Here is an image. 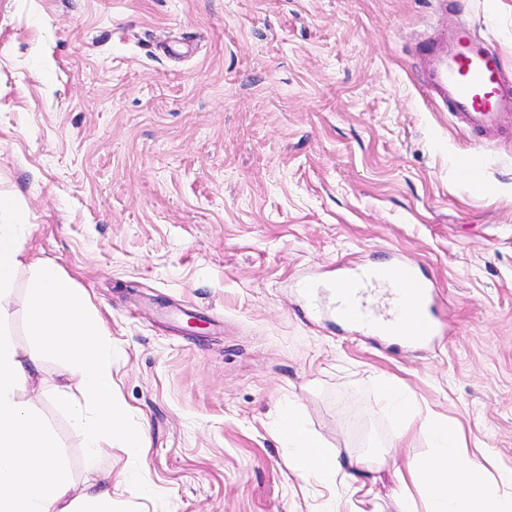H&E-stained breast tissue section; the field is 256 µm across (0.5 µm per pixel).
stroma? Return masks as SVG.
I'll return each instance as SVG.
<instances>
[{
	"label": "stroma",
	"mask_w": 512,
	"mask_h": 512,
	"mask_svg": "<svg viewBox=\"0 0 512 512\" xmlns=\"http://www.w3.org/2000/svg\"><path fill=\"white\" fill-rule=\"evenodd\" d=\"M0 0V194L24 247L91 297L140 456L84 462L60 362L41 415L114 512H396V473L461 426L512 468V135L424 96L418 45L470 26L512 73V0ZM415 259L441 336L420 351L303 313L296 285ZM417 414L395 441L384 382ZM346 456L295 470L288 406Z\"/></svg>",
	"instance_id": "1"
}]
</instances>
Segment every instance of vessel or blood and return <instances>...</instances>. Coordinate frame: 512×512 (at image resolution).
I'll list each match as a JSON object with an SVG mask.
<instances>
[{
    "label": "vessel or blood",
    "mask_w": 512,
    "mask_h": 512,
    "mask_svg": "<svg viewBox=\"0 0 512 512\" xmlns=\"http://www.w3.org/2000/svg\"><path fill=\"white\" fill-rule=\"evenodd\" d=\"M420 86L465 129L493 139L512 121V75L502 55L464 25L423 46ZM432 285L402 255L385 264L343 269L332 290L331 312L344 332L395 336L427 344L440 329Z\"/></svg>",
    "instance_id": "vessel-or-blood-1"
}]
</instances>
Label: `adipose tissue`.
<instances>
[{"label":"adipose tissue","instance_id":"1","mask_svg":"<svg viewBox=\"0 0 512 512\" xmlns=\"http://www.w3.org/2000/svg\"><path fill=\"white\" fill-rule=\"evenodd\" d=\"M29 229L21 209L0 198V321L20 274H27L23 318L30 344L18 349L0 336V512H112V487L85 486L74 492L58 457L51 429L39 417V401L23 398L43 364L60 360L82 396L74 404L71 425L87 460H95L113 439L126 440L139 453L143 439L128 434V407L114 393L112 367L103 360L110 333L85 289L58 265L27 253ZM435 453L409 465L401 477L397 512H410L408 485L425 478L429 512H512V469L490 473L473 453L462 429L432 423ZM278 430L293 449L304 473L334 475L356 469L369 454L368 444L339 458L298 417L296 408L281 414Z\"/></svg>","mask_w":512,"mask_h":512}]
</instances>
